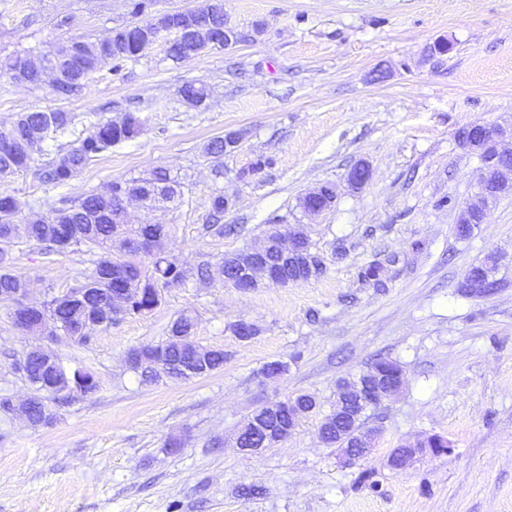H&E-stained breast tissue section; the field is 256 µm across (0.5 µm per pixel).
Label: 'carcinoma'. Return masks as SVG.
<instances>
[{
	"instance_id": "1",
	"label": "carcinoma",
	"mask_w": 512,
	"mask_h": 512,
	"mask_svg": "<svg viewBox=\"0 0 512 512\" xmlns=\"http://www.w3.org/2000/svg\"><path fill=\"white\" fill-rule=\"evenodd\" d=\"M199 20L212 28H224L223 0H211L198 8ZM147 33L141 27H125L100 42L70 39L51 50L55 60L57 75L61 85L52 88L60 99L78 95L86 86L89 77L98 69L101 61L107 59L119 69L123 63L136 59L140 37ZM200 43L176 42L168 50L169 57L184 60L196 56L208 48L206 35L199 36ZM182 98L189 104L199 106L209 97L204 85L188 84L181 89ZM73 122L71 113L56 109L20 113L7 134H0V183L13 175L28 170L39 172L46 183L64 184L71 175L84 169L101 153L112 146L136 138L141 133V123L137 116L128 113L119 123H100L86 136L79 139L76 146L53 161L43 160V143L52 134L61 135L69 130ZM161 187L159 199L169 201L177 194L178 183L166 171L159 170L149 178H133L111 183L105 194L91 193L65 200L59 210L65 213V224L69 225L73 240L71 251H83L91 256L92 269L82 274L66 291L67 297H51L36 311H21V317L30 325L43 328L50 320L56 327L51 335L66 332L68 343L86 344L90 339L80 333L88 323L106 327L112 324V317L104 315L93 307L99 296L109 298L120 288L128 289L124 297L130 314H142L158 305L162 290L183 286L189 276L179 265L167 261L168 234L162 224H126L122 216V202L130 196L149 187ZM15 198L7 190H0V295L15 296L26 287L25 279L16 274L11 266L5 247L19 242L44 244L54 249L56 225L36 214L24 221L16 220ZM139 236L149 237V250L141 254L127 247L130 240ZM285 247L282 234L276 232L268 237L264 247L269 258L271 273L288 280L298 274L301 266L283 256ZM147 258L144 263L141 258ZM474 277L460 286V292L469 295V289L482 288L487 295L494 294L501 287V280L495 278L496 261L487 254L470 267ZM192 319L181 315L172 325L166 342L156 345H143L130 351L129 368L137 372L147 365L158 362L176 373L189 368L195 360H206L208 371L224 366V351L203 348L182 337L191 334ZM378 375L386 382V389L400 383L401 366L389 359L377 362ZM67 403V397L46 389L44 395L31 405L25 418L34 422H47L52 418L51 407L45 398ZM316 405L309 394H298L278 401L275 410L263 407L256 411L239 434L245 446L256 448L262 440L260 431H252L257 422L271 429L276 437L288 436V429L298 425L302 412ZM363 419H353V413L345 412L341 420L336 416L327 418L320 427L322 438L329 446L346 448L361 432Z\"/></svg>"
}]
</instances>
